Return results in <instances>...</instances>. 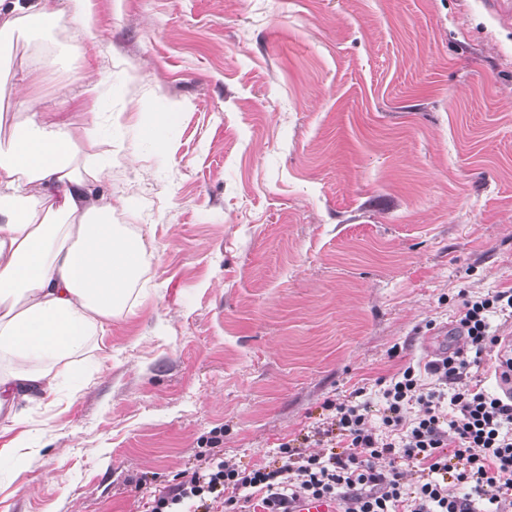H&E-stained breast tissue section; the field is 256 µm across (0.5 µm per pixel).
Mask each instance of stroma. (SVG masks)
Returning <instances> with one entry per match:
<instances>
[{"label": "stroma", "instance_id": "35a3bbf8", "mask_svg": "<svg viewBox=\"0 0 512 512\" xmlns=\"http://www.w3.org/2000/svg\"><path fill=\"white\" fill-rule=\"evenodd\" d=\"M19 42L43 106L112 115V221L137 298L0 458V512H144L201 455L305 447L330 404L453 350L464 298L512 287V21L490 0H91ZM180 105L167 155L139 113ZM1 447L0 456L15 459H26L39 454L42 450V448H34L32 446V443L26 433H21L17 437L10 439Z\"/></svg>", "mask_w": 512, "mask_h": 512}]
</instances>
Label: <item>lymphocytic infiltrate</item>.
<instances>
[{
  "instance_id": "obj_1",
  "label": "lymphocytic infiltrate",
  "mask_w": 512,
  "mask_h": 512,
  "mask_svg": "<svg viewBox=\"0 0 512 512\" xmlns=\"http://www.w3.org/2000/svg\"><path fill=\"white\" fill-rule=\"evenodd\" d=\"M512 319V288L464 301L455 316L466 347L426 366L406 367L368 406L336 403L313 434L316 452L284 443L280 462L251 471L227 459L155 497L150 512H238L248 498L261 512H286L289 497L333 498L343 512H512V395H494L472 375L499 347L493 318ZM345 444L332 452L334 442Z\"/></svg>"
}]
</instances>
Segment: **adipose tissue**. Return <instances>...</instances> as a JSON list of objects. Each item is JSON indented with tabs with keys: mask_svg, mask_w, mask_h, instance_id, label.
Listing matches in <instances>:
<instances>
[{
	"mask_svg": "<svg viewBox=\"0 0 512 512\" xmlns=\"http://www.w3.org/2000/svg\"><path fill=\"white\" fill-rule=\"evenodd\" d=\"M91 26L90 0H0V52L62 19ZM0 455H37L15 434L26 407L56 396L67 366L106 336L126 310L145 264L141 237L113 223L117 201L97 192L112 160L93 153L97 123L76 136L66 113L45 112L22 78L0 75ZM178 108L143 114L137 132L158 154L170 150Z\"/></svg>",
	"mask_w": 512,
	"mask_h": 512,
	"instance_id": "obj_1",
	"label": "adipose tissue"
}]
</instances>
